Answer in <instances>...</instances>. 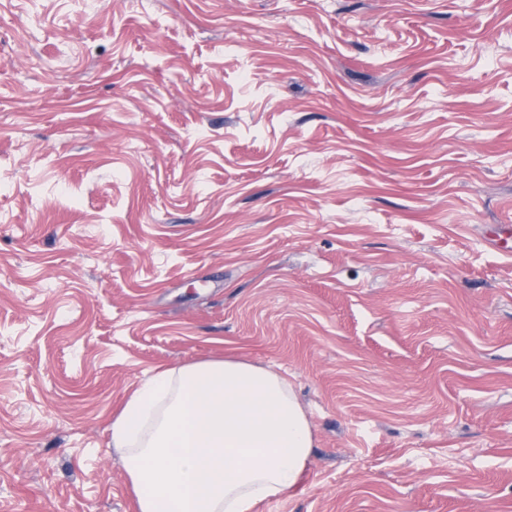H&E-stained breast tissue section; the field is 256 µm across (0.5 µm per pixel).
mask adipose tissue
I'll use <instances>...</instances> for the list:
<instances>
[{
  "label": "adipose tissue",
  "instance_id": "obj_1",
  "mask_svg": "<svg viewBox=\"0 0 512 512\" xmlns=\"http://www.w3.org/2000/svg\"><path fill=\"white\" fill-rule=\"evenodd\" d=\"M138 512H253L293 490L314 435L288 381L244 360L154 369L112 421Z\"/></svg>",
  "mask_w": 512,
  "mask_h": 512
}]
</instances>
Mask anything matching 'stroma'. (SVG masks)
<instances>
[{"instance_id": "stroma-1", "label": "stroma", "mask_w": 512, "mask_h": 512, "mask_svg": "<svg viewBox=\"0 0 512 512\" xmlns=\"http://www.w3.org/2000/svg\"><path fill=\"white\" fill-rule=\"evenodd\" d=\"M512 0H0V512H137L159 366L288 378L255 512H512Z\"/></svg>"}]
</instances>
